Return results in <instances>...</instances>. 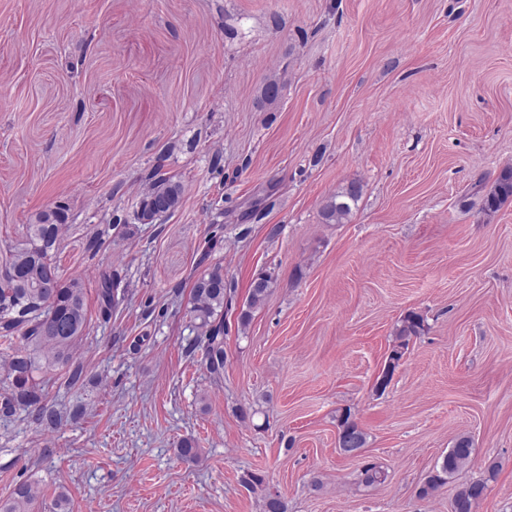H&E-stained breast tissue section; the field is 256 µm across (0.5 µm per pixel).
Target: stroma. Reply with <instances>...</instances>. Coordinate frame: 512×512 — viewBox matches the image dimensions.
<instances>
[{
    "instance_id": "obj_1",
    "label": "stroma",
    "mask_w": 512,
    "mask_h": 512,
    "mask_svg": "<svg viewBox=\"0 0 512 512\" xmlns=\"http://www.w3.org/2000/svg\"><path fill=\"white\" fill-rule=\"evenodd\" d=\"M508 165L512 0H0V259L61 209L55 260L88 308L82 382L38 377L62 424L0 418V501L27 481L35 512L61 491L69 512H262L257 473L287 512H451L494 463L477 512H512V201L463 206ZM158 173L182 199L144 224ZM352 182L349 220L325 223ZM214 267L218 381L186 352ZM109 275L127 297L106 320ZM411 312L427 329L376 393ZM345 409L358 457L337 446ZM462 436L469 467L419 497ZM369 462L384 483L359 485ZM362 189L358 183L352 182L336 192L324 205L322 216L325 223L342 224L349 218L352 208L361 198ZM275 280L271 274L259 273L251 282L248 296L246 299V310L240 315L241 325H248L251 313L259 309L266 301L271 289L274 287ZM337 444L344 448L349 442H355L356 448H365L367 445V433L352 418L350 411H342L336 414Z\"/></svg>"
}]
</instances>
